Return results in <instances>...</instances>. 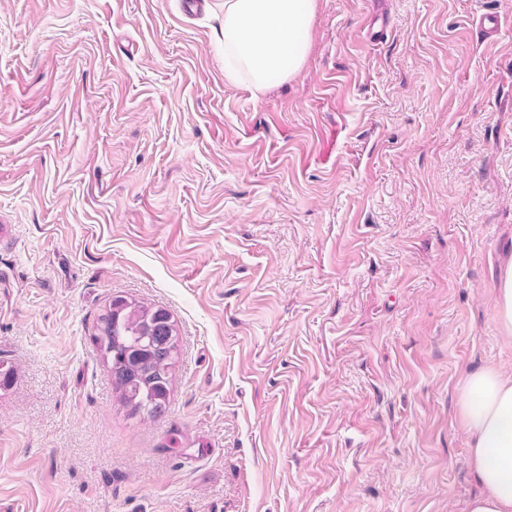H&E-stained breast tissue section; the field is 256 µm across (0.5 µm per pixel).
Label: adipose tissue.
<instances>
[{"mask_svg": "<svg viewBox=\"0 0 512 512\" xmlns=\"http://www.w3.org/2000/svg\"><path fill=\"white\" fill-rule=\"evenodd\" d=\"M224 78L264 94L294 75L308 50L315 0H223ZM460 418L472 443L469 466L481 487L468 512H512V377L493 368L469 373Z\"/></svg>", "mask_w": 512, "mask_h": 512, "instance_id": "adipose-tissue-1", "label": "adipose tissue"}]
</instances>
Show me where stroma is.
I'll list each match as a JSON object with an SVG mask.
<instances>
[{"instance_id": "stroma-1", "label": "stroma", "mask_w": 512, "mask_h": 512, "mask_svg": "<svg viewBox=\"0 0 512 512\" xmlns=\"http://www.w3.org/2000/svg\"><path fill=\"white\" fill-rule=\"evenodd\" d=\"M187 2L0 0V512H466L462 375L512 376V0H317L258 97ZM114 296L179 325L158 420L90 342ZM496 319L501 330L512 335V258L504 264L500 273L495 299Z\"/></svg>"}]
</instances>
